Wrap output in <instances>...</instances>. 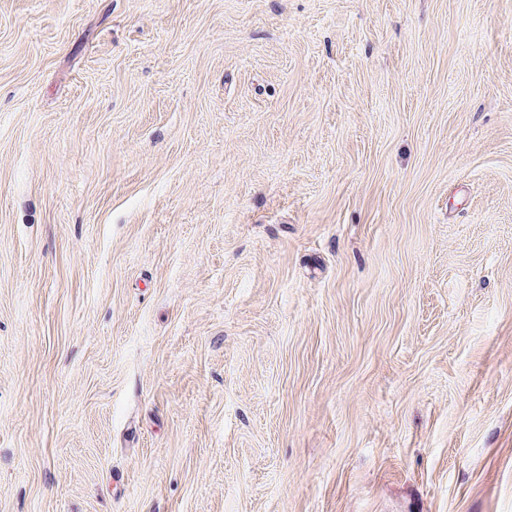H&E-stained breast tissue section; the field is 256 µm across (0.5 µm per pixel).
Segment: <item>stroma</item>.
<instances>
[{"instance_id":"stroma-1","label":"stroma","mask_w":512,"mask_h":512,"mask_svg":"<svg viewBox=\"0 0 512 512\" xmlns=\"http://www.w3.org/2000/svg\"><path fill=\"white\" fill-rule=\"evenodd\" d=\"M0 512H512V0H0Z\"/></svg>"}]
</instances>
